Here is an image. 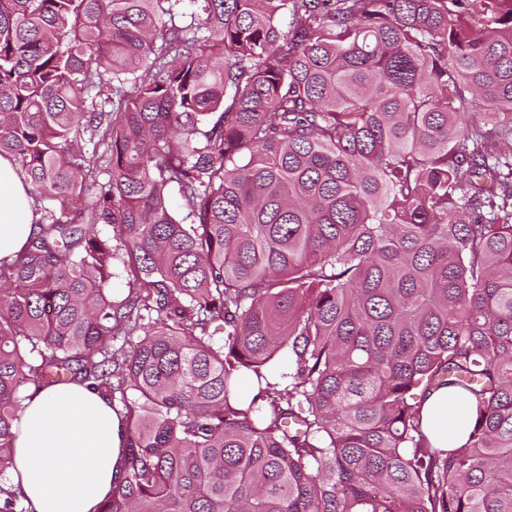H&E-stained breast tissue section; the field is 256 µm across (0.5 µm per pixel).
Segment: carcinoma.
<instances>
[{"instance_id":"cac0c4a2","label":"carcinoma","mask_w":512,"mask_h":512,"mask_svg":"<svg viewBox=\"0 0 512 512\" xmlns=\"http://www.w3.org/2000/svg\"><path fill=\"white\" fill-rule=\"evenodd\" d=\"M495 140L512 0H0V156L46 202L0 263V471L30 387L78 382L126 426L99 512H512ZM463 400L448 393V389L434 391L421 406L422 430L432 448L448 450L464 442L466 420Z\"/></svg>"}]
</instances>
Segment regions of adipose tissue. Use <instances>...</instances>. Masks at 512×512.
<instances>
[{"mask_svg": "<svg viewBox=\"0 0 512 512\" xmlns=\"http://www.w3.org/2000/svg\"><path fill=\"white\" fill-rule=\"evenodd\" d=\"M34 199L16 161L0 156V261L23 251L34 229ZM422 430L431 447L464 442L463 402L440 389L424 399ZM124 427L109 400L79 383L32 391L8 468L29 512H98L122 475Z\"/></svg>", "mask_w": 512, "mask_h": 512, "instance_id": "obj_1", "label": "adipose tissue"}]
</instances>
